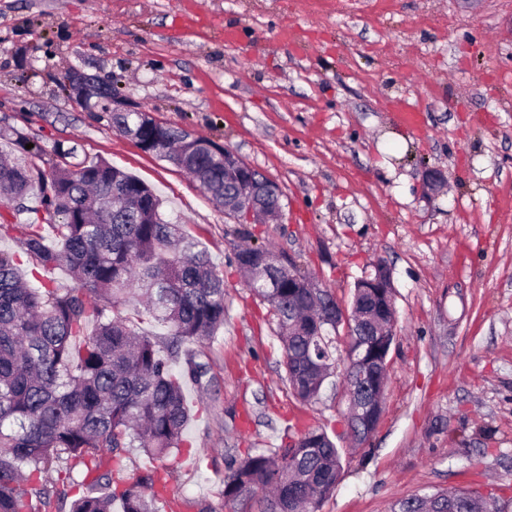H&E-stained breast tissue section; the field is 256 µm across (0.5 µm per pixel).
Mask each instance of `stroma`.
Listing matches in <instances>:
<instances>
[{
	"label": "stroma",
	"instance_id": "stroma-1",
	"mask_svg": "<svg viewBox=\"0 0 512 512\" xmlns=\"http://www.w3.org/2000/svg\"><path fill=\"white\" fill-rule=\"evenodd\" d=\"M72 68L117 106L236 151L283 190L278 224L226 218L189 175L60 90ZM417 110L416 126L401 104ZM0 129L76 146L148 184L224 274V326L192 345L213 380L168 479L221 507L234 457L306 426L343 451L321 512H390L451 488L512 512V0H0ZM444 182L427 190L425 172ZM350 305L376 261L395 290L384 411L354 446L341 375L313 403L283 381L268 308L230 265L244 230Z\"/></svg>",
	"mask_w": 512,
	"mask_h": 512
}]
</instances>
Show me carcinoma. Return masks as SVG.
Listing matches in <instances>:
<instances>
[{"mask_svg":"<svg viewBox=\"0 0 512 512\" xmlns=\"http://www.w3.org/2000/svg\"><path fill=\"white\" fill-rule=\"evenodd\" d=\"M112 85L99 108L112 130L138 131L146 152L172 161L181 130L142 126L135 112L112 111ZM10 151L0 154V237L19 251L0 250V512H155L159 474L151 471L121 488L113 473L128 448L169 461L180 452L191 409L183 387L209 390L208 367L186 343L211 340L224 327V276L206 248L180 224L165 220L161 201L136 177L105 160L67 163L51 172L43 150L0 131ZM184 170L214 194L216 204L238 189L224 180V147L195 150ZM35 197L54 232L13 218ZM270 245H236L231 263L259 264ZM62 266L71 288L38 279ZM250 290L267 303L274 335L284 350V381L304 402L318 399L336 358L330 335L309 336V318L321 301L288 287V269L273 270ZM167 328L160 340L132 326L122 307ZM319 356L306 362L307 344ZM183 362L180 370L174 364ZM300 448L256 450L233 459L224 475V506L264 493V512H320L342 471V454L328 434L312 428ZM79 487L73 498L67 488ZM447 512H469L483 494L443 492Z\"/></svg>","mask_w":512,"mask_h":512,"instance_id":"obj_1","label":"carcinoma"}]
</instances>
